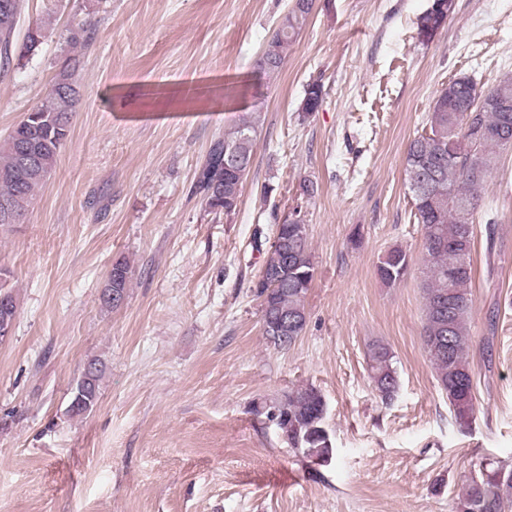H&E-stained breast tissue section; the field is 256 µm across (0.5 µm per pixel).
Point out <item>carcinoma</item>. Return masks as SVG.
<instances>
[{
	"instance_id": "carcinoma-1",
	"label": "carcinoma",
	"mask_w": 512,
	"mask_h": 512,
	"mask_svg": "<svg viewBox=\"0 0 512 512\" xmlns=\"http://www.w3.org/2000/svg\"><path fill=\"white\" fill-rule=\"evenodd\" d=\"M313 0H298V8L283 16L267 38L264 55L255 60V70L268 80L280 72L288 54L306 25ZM455 10V0H433L419 18V38L430 41ZM11 17L0 18V76L14 68L18 58ZM79 59L72 57L59 72L44 97L39 99L0 146V224L24 222L37 191L54 168L72 128L79 89L74 72ZM323 105V87L313 81L306 86L301 112H317ZM428 130L407 147L405 182L413 205L414 219L421 224L424 248L425 308L422 340L439 387L448 398L456 427L465 431L475 421L474 378L469 361V317L473 308L475 270L472 263L475 235L471 218L483 205L487 175L498 162L497 150L512 148V78L481 86L463 76L441 89L427 120ZM258 120L243 122L216 137L209 148L191 195L214 214L232 218L237 211L245 177L224 173V146L238 148L252 164ZM37 149L31 167L19 163L21 144ZM297 219L276 225L274 240L284 250L267 253L265 276L256 283L261 302L262 323L278 317L288 319L282 335L288 345L266 337L274 348L285 350L301 336L306 325L305 298L314 279V262L307 224L301 211ZM465 256L464 262L448 260V251ZM409 266L400 247L388 250L376 266L378 278L387 285L400 282ZM10 271L0 269V295L9 306L0 308V320L16 319L17 299L8 287ZM370 377L382 399L392 400L399 389L393 355L380 343L369 346ZM93 368L88 379H79L67 410L72 417L91 411L98 401L99 384L106 366L98 358L88 361ZM266 418L276 424L288 445L303 457L328 460L334 447L326 426L327 405L323 394L312 385H300L279 400L263 406ZM458 512H512V468L488 462L470 477L459 497Z\"/></svg>"
}]
</instances>
